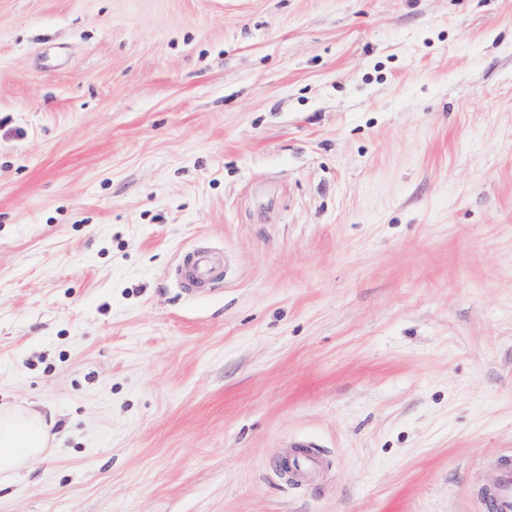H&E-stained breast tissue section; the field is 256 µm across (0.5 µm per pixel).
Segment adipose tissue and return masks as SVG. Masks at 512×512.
<instances>
[{
	"label": "adipose tissue",
	"mask_w": 512,
	"mask_h": 512,
	"mask_svg": "<svg viewBox=\"0 0 512 512\" xmlns=\"http://www.w3.org/2000/svg\"><path fill=\"white\" fill-rule=\"evenodd\" d=\"M50 445V427L30 409H0V476L10 477Z\"/></svg>",
	"instance_id": "ef3b65f1"
}]
</instances>
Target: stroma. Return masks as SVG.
Segmentation results:
<instances>
[{
  "label": "stroma",
  "mask_w": 512,
  "mask_h": 512,
  "mask_svg": "<svg viewBox=\"0 0 512 512\" xmlns=\"http://www.w3.org/2000/svg\"><path fill=\"white\" fill-rule=\"evenodd\" d=\"M0 404L55 434L0 512H481L512 0H0ZM219 251L212 248H196L184 270L185 280L196 287H205L223 275Z\"/></svg>",
  "instance_id": "1"
}]
</instances>
